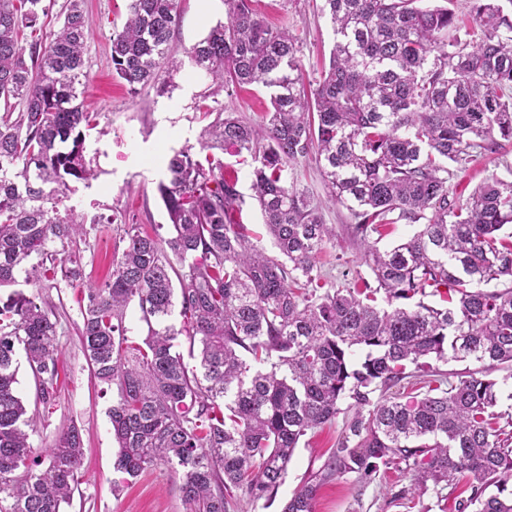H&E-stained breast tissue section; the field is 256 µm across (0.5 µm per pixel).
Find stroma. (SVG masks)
I'll return each instance as SVG.
<instances>
[{"mask_svg":"<svg viewBox=\"0 0 512 512\" xmlns=\"http://www.w3.org/2000/svg\"><path fill=\"white\" fill-rule=\"evenodd\" d=\"M255 9L269 22H287L303 40L300 55L305 80H312L317 68L329 59L333 32L329 20L314 12L312 0H255ZM93 22V33L86 46L84 104L98 115V126L86 138V156L92 159L98 177L76 182L68 196V205L87 214H119L126 223L139 224L151 231L168 226L165 207L157 185L165 177L163 165L174 151L199 146L208 117L195 103L211 91L210 79L182 70L175 74L172 93L160 96L146 89L130 95L112 75L111 42L113 27L121 26L127 13V0H85ZM224 18L222 0H182L181 20L175 28L171 46L183 54L205 36L210 26ZM218 107L255 120L270 107L266 88L253 85L233 94H220ZM505 161L487 156L474 158L465 168L454 170L450 181L454 194L468 195L490 175L507 177L512 166V145L506 146ZM224 164L238 171V189L245 196L242 222L252 237L269 254L277 249L267 236L259 208L251 198L252 165L239 163L225 153ZM285 181H298L308 189L325 223L336 230L333 243L319 254L317 261L330 271L336 287L370 278L361 253L348 235L351 222L348 211L331 202L319 171L311 160L286 164ZM119 231L113 224H98L91 230L83 260L84 283L102 281L108 271ZM81 290L62 286L56 312L62 330L58 338L60 381L51 409H38L30 441L37 455H45L55 436L69 423L82 430L84 455L81 483L66 512H187L181 499L179 481L170 468L156 467L134 480L116 472L113 463L117 447L112 440L107 411L112 405L111 387L94 379L83 353L76 325L80 321ZM341 422L308 433L299 443L288 475L273 503L263 505L243 500L230 506L229 512H281L311 472L318 470L335 448L341 434ZM411 478L395 472L361 487L349 475L322 484L316 496V512H406L390 504L386 492L390 486H410Z\"/></svg>","mask_w":512,"mask_h":512,"instance_id":"35a3bbf8","label":"stroma"}]
</instances>
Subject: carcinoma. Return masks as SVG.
<instances>
[{
  "label": "carcinoma",
  "instance_id": "carcinoma-1",
  "mask_svg": "<svg viewBox=\"0 0 512 512\" xmlns=\"http://www.w3.org/2000/svg\"><path fill=\"white\" fill-rule=\"evenodd\" d=\"M419 0H321L335 36L329 64L306 83L302 38L271 24L253 0H224L225 21L178 59L171 52L179 0H128L112 30V71L132 93L163 95L170 75L204 72L212 94L242 85L270 91L256 124L215 115L200 154L168 160L157 192L171 232L123 224L112 273L83 289L78 333L94 377L115 392L109 418L115 468L137 478L163 464L180 480L187 512H228L238 497L275 499L309 432L343 416L337 448L282 512H315L326 480L380 470L412 475L395 501L433 484L456 512H512V414L495 411L512 369V180L491 174L450 198L449 165L500 154L512 143V19L497 0H469L476 30ZM45 0H0V286L38 289L0 307V512H62L78 488L81 428L33 456L18 392V352L36 403L58 387V319L43 292L82 274L87 218L60 208L69 183L97 172L84 154L95 115L80 101L91 35L82 0L59 29L37 34ZM254 164L253 199L279 255L236 219L244 197L235 169L214 151ZM315 160L330 198L352 218L350 239L376 286L336 288L316 258L335 240L284 164ZM417 230L381 249L369 237L394 224ZM445 287L458 294L431 305ZM139 312L138 334L126 325ZM180 307L182 328L170 323ZM184 337L190 367L179 351ZM473 362L455 381L432 374L424 392H386L429 360Z\"/></svg>",
  "mask_w": 512,
  "mask_h": 512
}]
</instances>
